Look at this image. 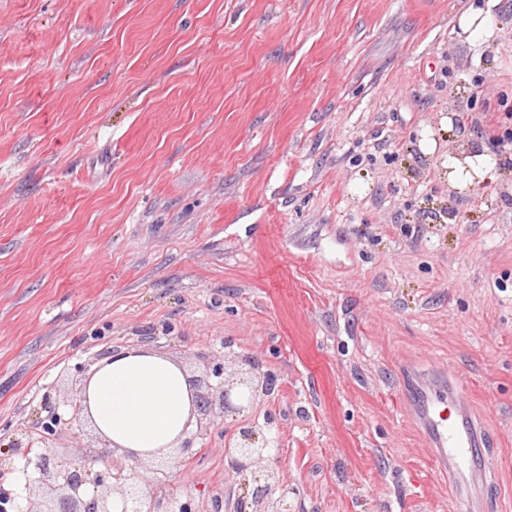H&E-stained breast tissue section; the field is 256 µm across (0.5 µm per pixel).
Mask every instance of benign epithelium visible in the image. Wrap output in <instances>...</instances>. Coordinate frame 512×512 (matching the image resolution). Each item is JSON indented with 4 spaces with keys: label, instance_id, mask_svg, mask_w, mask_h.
Masks as SVG:
<instances>
[{
    "label": "benign epithelium",
    "instance_id": "obj_1",
    "mask_svg": "<svg viewBox=\"0 0 512 512\" xmlns=\"http://www.w3.org/2000/svg\"><path fill=\"white\" fill-rule=\"evenodd\" d=\"M268 378H261L250 371H240L236 380L222 384L220 391L221 407L239 410L251 407L260 395L266 393ZM67 420L56 410L48 411L47 418L24 442L16 441L14 447L24 449V455H33L36 459L38 476L28 480L25 488L28 495H36L43 486H51L57 478H63L61 493L45 502L42 512H113L112 494L114 485H119L125 504L124 512H192L191 504L171 495L160 499L147 491L143 477L137 467L129 464V458L105 451L100 459L105 469L96 471L86 462H76L59 457L51 452L62 427ZM257 432L245 425L225 440V450L231 470L240 477V484H257L250 501L240 505L242 512H288L285 501L288 491L272 499L269 491L279 486L274 468L270 465L268 451H258ZM13 468L0 467V500L10 503L16 512H26L16 502L14 490L9 488V476ZM93 486L92 494L80 495L82 486Z\"/></svg>",
    "mask_w": 512,
    "mask_h": 512
}]
</instances>
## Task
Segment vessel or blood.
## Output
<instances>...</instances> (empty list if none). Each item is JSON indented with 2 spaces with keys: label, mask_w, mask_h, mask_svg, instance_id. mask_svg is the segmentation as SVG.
I'll use <instances>...</instances> for the list:
<instances>
[{
  "label": "vessel or blood",
  "mask_w": 512,
  "mask_h": 512,
  "mask_svg": "<svg viewBox=\"0 0 512 512\" xmlns=\"http://www.w3.org/2000/svg\"><path fill=\"white\" fill-rule=\"evenodd\" d=\"M463 391L457 379L419 380L418 413L427 446L454 481L463 512H479L489 478L486 430L472 417Z\"/></svg>",
  "instance_id": "1"
}]
</instances>
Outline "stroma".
I'll return each instance as SVG.
<instances>
[{"mask_svg":"<svg viewBox=\"0 0 512 512\" xmlns=\"http://www.w3.org/2000/svg\"><path fill=\"white\" fill-rule=\"evenodd\" d=\"M488 12L492 41L457 19ZM500 147L484 188L452 151ZM512 0H0V460L106 353L270 375L145 470L209 512L264 413L291 512H458L416 431L462 377L512 512ZM104 440L72 423L56 455Z\"/></svg>","mask_w":512,"mask_h":512,"instance_id":"1","label":"stroma"}]
</instances>
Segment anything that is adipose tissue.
<instances>
[{
    "instance_id": "obj_1",
    "label": "adipose tissue",
    "mask_w": 512,
    "mask_h": 512,
    "mask_svg": "<svg viewBox=\"0 0 512 512\" xmlns=\"http://www.w3.org/2000/svg\"><path fill=\"white\" fill-rule=\"evenodd\" d=\"M84 414L111 448L132 458L159 457L191 427L196 389L185 368L145 347L107 353L83 385Z\"/></svg>"
}]
</instances>
